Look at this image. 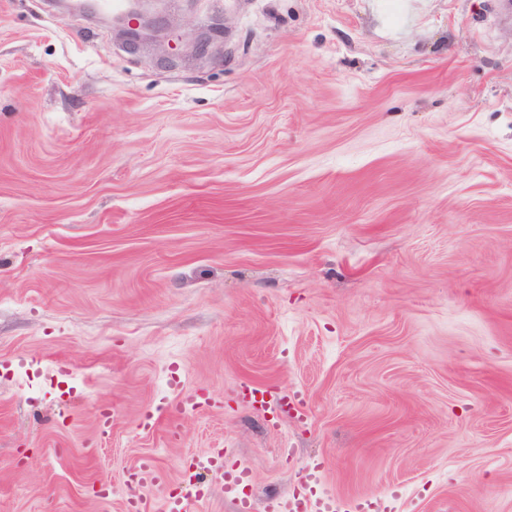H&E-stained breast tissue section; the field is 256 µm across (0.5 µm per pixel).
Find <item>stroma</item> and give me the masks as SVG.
Returning <instances> with one entry per match:
<instances>
[{
	"mask_svg": "<svg viewBox=\"0 0 512 512\" xmlns=\"http://www.w3.org/2000/svg\"><path fill=\"white\" fill-rule=\"evenodd\" d=\"M497 2L171 0L183 42L131 51L0 0V512H123L145 456L159 512L210 448L256 512L316 463L346 504L512 512ZM198 390L220 408L140 427ZM166 479V473L157 466L155 461L150 457H145L129 469L126 484L135 487H149L158 485Z\"/></svg>",
	"mask_w": 512,
	"mask_h": 512,
	"instance_id": "obj_1",
	"label": "stroma"
}]
</instances>
